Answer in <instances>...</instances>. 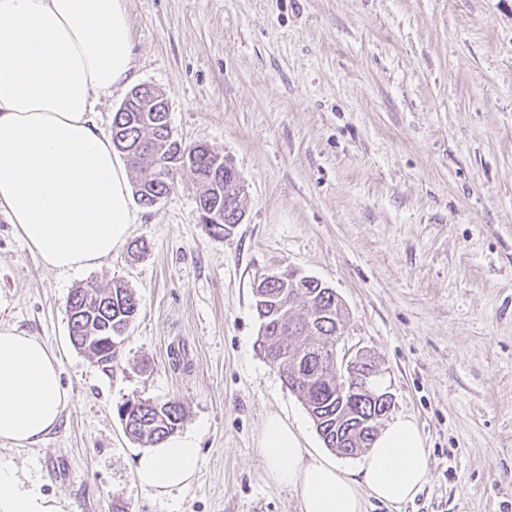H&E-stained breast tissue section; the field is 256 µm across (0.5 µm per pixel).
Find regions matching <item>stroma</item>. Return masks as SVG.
Here are the masks:
<instances>
[{
  "label": "stroma",
  "mask_w": 512,
  "mask_h": 512,
  "mask_svg": "<svg viewBox=\"0 0 512 512\" xmlns=\"http://www.w3.org/2000/svg\"><path fill=\"white\" fill-rule=\"evenodd\" d=\"M135 84L162 92L175 138L226 156L244 218L214 235L201 191L136 205L92 268H45L0 210V327L42 340L70 397L40 443L0 462L60 512H299L267 475L269 414L329 455L302 401L256 350L270 271L333 288L340 348L367 352L412 418L429 481L366 512H512V0H126ZM125 282L139 315L117 364L75 349L66 301ZM179 401L201 466L185 489L136 484L142 444L119 409Z\"/></svg>",
  "instance_id": "35a3bbf8"
}]
</instances>
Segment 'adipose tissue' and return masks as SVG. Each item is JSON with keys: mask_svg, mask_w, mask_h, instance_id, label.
I'll list each match as a JSON object with an SVG mask.
<instances>
[{"mask_svg": "<svg viewBox=\"0 0 512 512\" xmlns=\"http://www.w3.org/2000/svg\"><path fill=\"white\" fill-rule=\"evenodd\" d=\"M133 59L126 0H0V209L46 267L94 265L136 222L126 162L94 112L97 94L130 83ZM68 403L55 353L0 327V439L43 441ZM260 448L270 479L296 489L300 512L404 503L429 479L423 437L405 416L379 431L355 473L311 455L274 414ZM200 466L190 439L168 438L138 455L136 484L164 495L190 485ZM0 512L58 508L0 464Z\"/></svg>", "mask_w": 512, "mask_h": 512, "instance_id": "ef3b65f1", "label": "adipose tissue"}]
</instances>
